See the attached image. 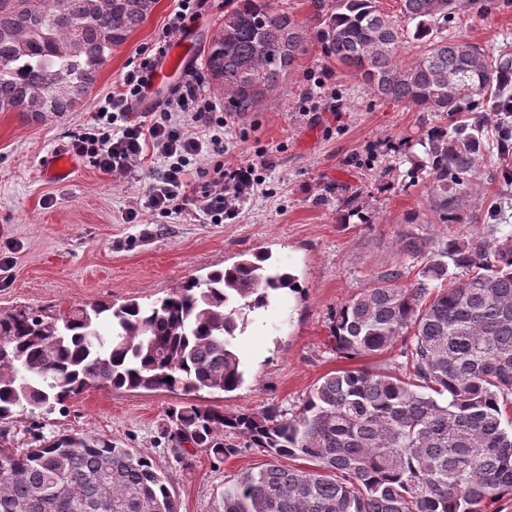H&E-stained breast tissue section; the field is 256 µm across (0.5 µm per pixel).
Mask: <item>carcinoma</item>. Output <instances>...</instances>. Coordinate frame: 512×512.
<instances>
[{"instance_id": "carcinoma-1", "label": "carcinoma", "mask_w": 512, "mask_h": 512, "mask_svg": "<svg viewBox=\"0 0 512 512\" xmlns=\"http://www.w3.org/2000/svg\"><path fill=\"white\" fill-rule=\"evenodd\" d=\"M157 0H0V111L63 114ZM424 53L397 60L400 33L377 0H314L312 25L272 0H226L207 70L224 108L245 116L277 94L313 44L378 100L442 121L428 135L429 203L442 224L487 153L483 121L508 99L512 52L489 56L443 34L475 9L512 0H400ZM420 264L394 265L336 308L337 357L401 346L404 371L341 368L320 377L296 412H228L184 402L173 437L216 458L264 448L273 462L224 483L215 512H491L512 493V237L460 233L443 243L401 235ZM259 252L141 304L95 303L59 315L0 312V423L48 413L91 386L189 396L245 380L237 337L249 315L297 281ZM171 381H166V378ZM0 512H178L152 458L90 436H37L0 448Z\"/></svg>"}]
</instances>
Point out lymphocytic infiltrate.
<instances>
[{
	"label": "lymphocytic infiltrate",
	"instance_id": "f902f5d3",
	"mask_svg": "<svg viewBox=\"0 0 512 512\" xmlns=\"http://www.w3.org/2000/svg\"><path fill=\"white\" fill-rule=\"evenodd\" d=\"M165 55L162 41L140 50L138 62L124 75L118 91L98 104L65 152L89 159L103 173L124 180L137 178L146 159H154L158 168L145 190L147 207L167 215L199 210L219 224L234 214V195L253 189L255 168L225 167L224 114L206 97L201 76L186 82L164 108L132 111V102L151 95L156 68ZM200 127L205 130L201 136L196 133ZM203 157L211 166L203 170L205 182L196 195L188 190L187 176L191 165Z\"/></svg>",
	"mask_w": 512,
	"mask_h": 512
}]
</instances>
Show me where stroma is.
Segmentation results:
<instances>
[{
    "mask_svg": "<svg viewBox=\"0 0 512 512\" xmlns=\"http://www.w3.org/2000/svg\"><path fill=\"white\" fill-rule=\"evenodd\" d=\"M176 6L177 0H157L72 112L38 119L0 112V309L55 313L134 297L147 303L182 278L267 251L295 276L300 291L282 292L239 336L243 386L202 391L193 401L233 412L274 406L292 413L321 376L345 365L327 342L336 307L403 261L401 233L442 241L450 230L428 202L431 126L417 110L375 100L312 48L279 94L246 116H228L225 166L255 165L262 183L238 200L236 216L224 223H210L199 212L165 216L144 208L147 167L140 180L119 182L77 159L66 181L47 177L46 159L118 90L136 53L163 37L178 40L167 30ZM223 16L224 0H202L186 28L187 69L206 72ZM448 33L498 55L512 48V8L468 12L449 23ZM133 208L139 215L131 224L126 214ZM411 213L418 223L406 224ZM459 215L470 233L512 236V181L477 175ZM176 400L163 391L92 387L51 413L15 417L5 445L25 447L36 434L108 439L151 456L169 477L179 512H213L225 482L267 455L245 448L228 459L193 450L174 457L167 413Z\"/></svg>",
    "mask_w": 512,
    "mask_h": 512,
    "instance_id": "35a3bbf8",
    "label": "stroma"
}]
</instances>
